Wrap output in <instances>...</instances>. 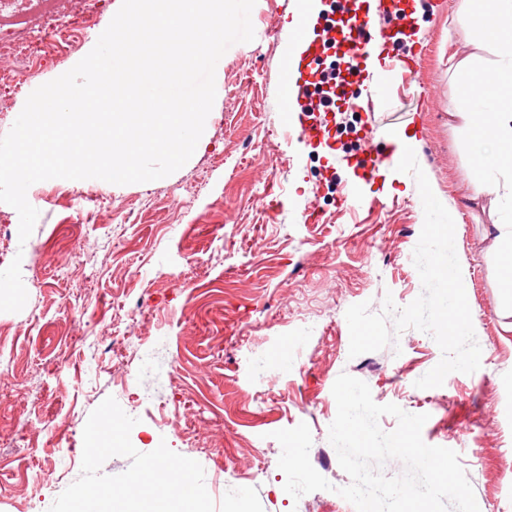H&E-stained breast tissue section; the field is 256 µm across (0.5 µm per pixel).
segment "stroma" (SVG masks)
<instances>
[{"mask_svg": "<svg viewBox=\"0 0 512 512\" xmlns=\"http://www.w3.org/2000/svg\"><path fill=\"white\" fill-rule=\"evenodd\" d=\"M300 2L256 0L253 26L280 33L227 50L206 141L181 169L146 184L35 183L27 199L40 216L23 244L17 211L0 203L9 224L0 248L21 254L28 293L22 311L0 312L9 331L0 340V512H47L81 474L60 449L81 460L89 414L109 396L129 409L143 361L175 363L156 396L180 426L156 425L155 407H143L133 445L150 452L164 441L198 461L217 485L214 500L252 487L264 512H355L329 491L288 495L271 437L307 424L313 467L349 484L328 439L332 388L345 372L368 384L374 402L427 414L423 441L458 453L479 512H512V333L503 329L512 312L488 215L457 190L480 147L448 128L463 101L448 69L452 44L464 41L454 0H420V69L395 77L367 112L331 118L321 144L288 130L279 99L293 41L283 26ZM111 11L102 0L88 37L44 61L37 77L0 90V136L33 90L84 55ZM349 121L371 128L377 149L388 137L416 136L419 165L457 213L455 248L482 356L478 370L451 373L440 387L415 386L442 356L418 330L402 332L397 347L349 355L351 305L366 301L379 313L385 295L403 306L420 295L413 250L423 220L411 175L389 165L365 182L343 161ZM329 171L337 195L358 192L374 208L351 212L325 199L320 222L303 223ZM77 191L92 194L101 223L86 221ZM137 305L144 317L129 321ZM128 331L126 355L115 358L113 340ZM49 466L59 477L44 489L36 475Z\"/></svg>", "mask_w": 512, "mask_h": 512, "instance_id": "obj_1", "label": "stroma"}]
</instances>
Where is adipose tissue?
<instances>
[{
  "label": "adipose tissue",
  "mask_w": 512,
  "mask_h": 512,
  "mask_svg": "<svg viewBox=\"0 0 512 512\" xmlns=\"http://www.w3.org/2000/svg\"><path fill=\"white\" fill-rule=\"evenodd\" d=\"M481 13L484 35L471 52H452L448 63L467 95L483 91L494 100L490 111H475L472 104L457 107L448 115L457 133L482 132L484 151L474 160L463 185L472 200L491 204L495 239L503 247V263L512 273V0H461L457 9L463 30L473 28L474 13ZM486 70L474 81L478 65Z\"/></svg>",
  "instance_id": "adipose-tissue-1"
}]
</instances>
